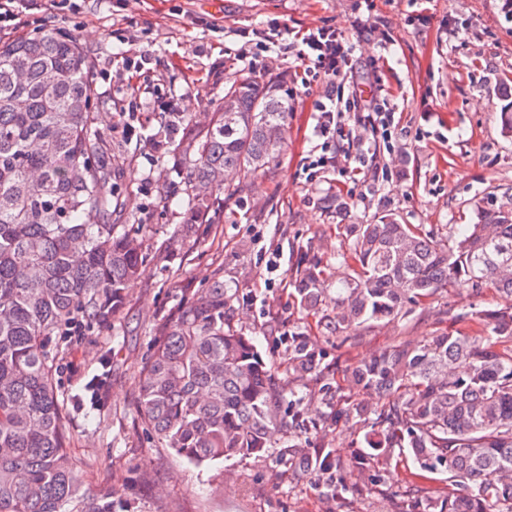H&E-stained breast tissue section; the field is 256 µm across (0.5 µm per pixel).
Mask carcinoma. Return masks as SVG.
<instances>
[{
    "label": "carcinoma",
    "instance_id": "cac0c4a2",
    "mask_svg": "<svg viewBox=\"0 0 512 512\" xmlns=\"http://www.w3.org/2000/svg\"><path fill=\"white\" fill-rule=\"evenodd\" d=\"M93 71L79 42L54 29L0 43V512H133L104 490L92 492L68 448L56 363L70 322H111L147 259L144 225L112 222L119 199L112 163L92 112ZM209 122L168 113L183 130L162 147L185 171L177 235L213 224L233 195L265 173L283 150L288 78L254 72L224 80ZM332 263L304 256L294 297L318 325L355 333L406 313L442 288L512 294V206L481 209L445 239L389 213L370 224H341ZM336 291V307L322 300ZM236 290L214 278L186 288L160 324L140 371L142 431L195 465L262 456L275 431L312 427L301 400L280 407L283 390L253 339L230 325ZM470 329L413 346H394L346 369L352 389L377 408L352 402L336 413L364 423L351 463L411 452L423 467L448 465V494L425 512H512V313H464ZM288 366L316 370L305 337H288ZM310 464L329 477L341 467L325 448Z\"/></svg>",
    "mask_w": 512,
    "mask_h": 512
}]
</instances>
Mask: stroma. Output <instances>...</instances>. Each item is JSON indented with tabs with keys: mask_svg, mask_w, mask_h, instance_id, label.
I'll return each mask as SVG.
<instances>
[{
	"mask_svg": "<svg viewBox=\"0 0 512 512\" xmlns=\"http://www.w3.org/2000/svg\"><path fill=\"white\" fill-rule=\"evenodd\" d=\"M367 16L392 42L363 38L353 27ZM278 25L283 42L329 26L346 34L353 63L371 64L354 88L384 89L395 111L390 142L391 178L366 164L358 182L339 188L333 167L307 181L305 166L320 154L313 133L323 82H304L293 55L267 53L262 71L288 77L287 147L262 178L258 191L232 198L224 218L198 228L194 242L174 243L181 177L152 139L165 118L161 103L207 123L224 95V78L248 70L244 33ZM54 28L75 37L95 62L92 99L127 210L121 221L143 224L152 248L172 247L168 268L148 261L129 288L124 308L101 329L60 345L56 374L63 395L78 393L86 376L110 353V372L95 402L72 408L67 436L72 455L95 489L129 499L140 512H405L408 504L441 495L444 468L426 471L409 454L382 466L380 482L351 465L362 434L336 423L346 400L330 401L326 384L337 370L396 345H415L445 330L453 316L483 306L512 309V296L465 288L436 293L405 316L343 339L317 327L293 305L292 277L304 251L335 260L342 244L337 227L366 224L385 213L445 237L470 224L477 208L500 205L512 189V136L500 114L512 103V6L507 0H27L0 22L9 40ZM150 55L149 77L127 61ZM169 202H158L160 191ZM236 288L234 326L253 336L272 364L276 384L303 400L316 426L304 433L281 429L261 458L235 457L196 466L158 447L138 426L139 371L156 329L183 288H200L215 274ZM305 337L318 373L292 375L288 339ZM329 448L344 465L339 478L350 489L339 501L313 472L296 475L292 449Z\"/></svg>",
	"mask_w": 512,
	"mask_h": 512,
	"instance_id": "stroma-1",
	"label": "stroma"
}]
</instances>
